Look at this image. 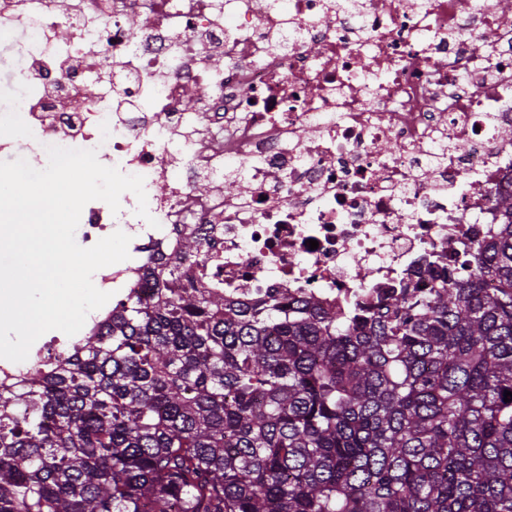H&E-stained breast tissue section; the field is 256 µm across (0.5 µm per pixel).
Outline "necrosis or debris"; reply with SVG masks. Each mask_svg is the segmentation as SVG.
Wrapping results in <instances>:
<instances>
[{"mask_svg":"<svg viewBox=\"0 0 512 512\" xmlns=\"http://www.w3.org/2000/svg\"><path fill=\"white\" fill-rule=\"evenodd\" d=\"M352 2L0 0V155L41 169L47 146L93 149L143 177L158 227L126 192L116 213L87 203L75 234L130 235L128 260L93 276L118 297L150 294L143 263L175 265L189 236L195 286L231 300L430 286L449 242L492 235L512 187V12ZM240 174L248 193L226 192ZM59 343L0 359V384Z\"/></svg>","mask_w":512,"mask_h":512,"instance_id":"necrosis-or-debris-1","label":"necrosis or debris"}]
</instances>
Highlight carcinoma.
<instances>
[{
    "label": "carcinoma",
    "instance_id": "cac0c4a2",
    "mask_svg": "<svg viewBox=\"0 0 512 512\" xmlns=\"http://www.w3.org/2000/svg\"><path fill=\"white\" fill-rule=\"evenodd\" d=\"M495 203L472 274L342 308L145 265L150 295L0 388V512H512V191Z\"/></svg>",
    "mask_w": 512,
    "mask_h": 512
}]
</instances>
